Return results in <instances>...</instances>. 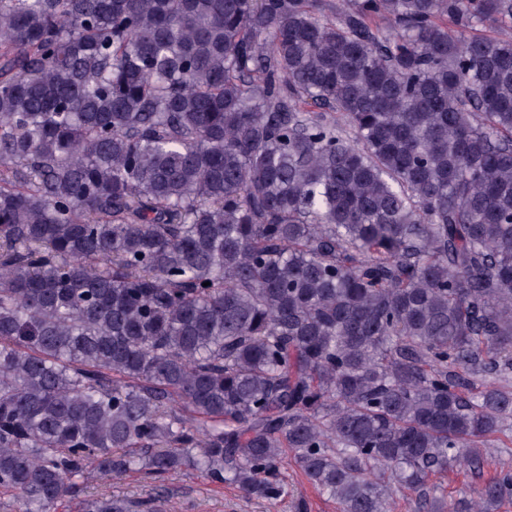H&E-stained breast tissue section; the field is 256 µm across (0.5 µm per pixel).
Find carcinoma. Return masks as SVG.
<instances>
[{
    "label": "carcinoma",
    "mask_w": 512,
    "mask_h": 512,
    "mask_svg": "<svg viewBox=\"0 0 512 512\" xmlns=\"http://www.w3.org/2000/svg\"><path fill=\"white\" fill-rule=\"evenodd\" d=\"M510 432L512 0H0L20 512L133 470L278 502L289 455L338 512H451L428 479Z\"/></svg>",
    "instance_id": "1"
}]
</instances>
